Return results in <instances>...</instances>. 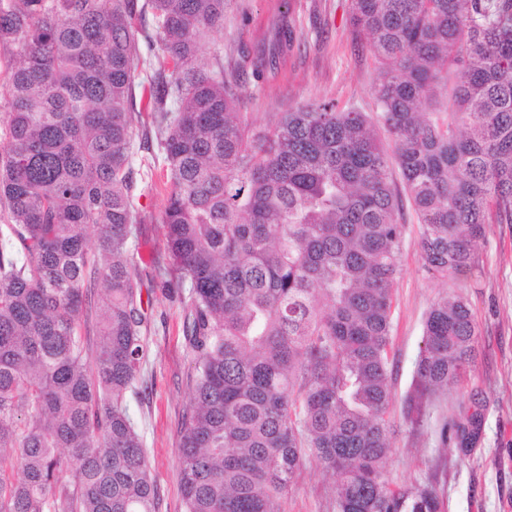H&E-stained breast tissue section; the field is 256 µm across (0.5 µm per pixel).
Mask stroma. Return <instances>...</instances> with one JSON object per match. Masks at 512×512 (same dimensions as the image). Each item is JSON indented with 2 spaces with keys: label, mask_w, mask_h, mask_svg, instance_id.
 I'll list each match as a JSON object with an SVG mask.
<instances>
[{
  "label": "stroma",
  "mask_w": 512,
  "mask_h": 512,
  "mask_svg": "<svg viewBox=\"0 0 512 512\" xmlns=\"http://www.w3.org/2000/svg\"><path fill=\"white\" fill-rule=\"evenodd\" d=\"M350 0H226L224 31L200 42L201 60L223 52L224 63L242 73L240 109L250 123L266 126L282 113L335 101L375 116L372 88L380 64L365 35L349 24ZM297 21L293 44L280 51L277 63L262 80L252 76L257 46L271 43L283 13ZM132 166L141 174L137 218L136 280L146 320L142 337L140 398L129 404L143 438L157 488L156 512H185L178 469L182 418L189 405L194 354L183 333L184 297L171 288L173 273L160 218L167 199L166 170L158 144L135 151ZM400 274L393 294L390 344V416L394 431L386 461L394 484L413 488L431 485L442 495L446 512H512V224H490L467 273L433 278L422 268L419 226L412 210H404ZM455 293L466 297L479 336L467 375L449 384L428 404L423 427L405 422L404 400L423 345V328L432 305ZM483 414L479 440L470 450L443 445L441 425ZM331 479L314 456L288 490L284 512H336Z\"/></svg>",
  "instance_id": "obj_1"
}]
</instances>
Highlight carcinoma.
Returning <instances> with one entry per match:
<instances>
[{
	"label": "carcinoma",
	"mask_w": 512,
	"mask_h": 512,
	"mask_svg": "<svg viewBox=\"0 0 512 512\" xmlns=\"http://www.w3.org/2000/svg\"><path fill=\"white\" fill-rule=\"evenodd\" d=\"M351 24L381 62L388 148L333 102L254 128L239 72L221 52L198 58L224 31V0H0V48L21 56L0 115V512H156L126 401L144 357L139 65L188 295L187 512H281L305 448L337 512H445L434 487H395L385 467L404 231L393 170L430 276L469 271L486 225L512 224V0H351ZM295 32L283 15L279 46ZM477 336L465 297L431 307L411 428L471 366ZM482 424L476 409L442 443L466 451Z\"/></svg>",
	"instance_id": "cac0c4a2"
}]
</instances>
